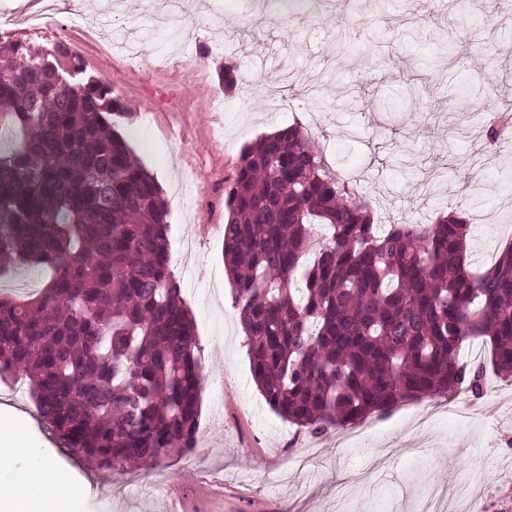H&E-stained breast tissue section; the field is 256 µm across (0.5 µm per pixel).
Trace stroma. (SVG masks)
Listing matches in <instances>:
<instances>
[{"instance_id":"stroma-1","label":"stroma","mask_w":512,"mask_h":512,"mask_svg":"<svg viewBox=\"0 0 512 512\" xmlns=\"http://www.w3.org/2000/svg\"><path fill=\"white\" fill-rule=\"evenodd\" d=\"M102 0H71L0 40L68 43L86 73L126 104L121 133L159 183L171 266L190 310L202 376L197 447L138 472L100 469L60 443L26 380L0 379V428L20 453L0 492L49 498L41 471L66 474L62 512H415L438 487L451 512L477 500L512 512V381L487 370L482 395L448 394L456 414L415 429L428 398L321 436L265 402L224 273V199L242 150L300 123L340 176L355 175L375 223L430 224L469 204L470 260L488 268L512 242V143L482 153L487 79L512 85V14L492 0H329L317 17L286 0H184L186 24L149 30L143 66L116 46L126 17L99 24ZM241 64L226 92L218 74Z\"/></svg>"}]
</instances>
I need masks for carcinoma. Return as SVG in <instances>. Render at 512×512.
Instances as JSON below:
<instances>
[{
	"label": "carcinoma",
	"mask_w": 512,
	"mask_h": 512,
	"mask_svg": "<svg viewBox=\"0 0 512 512\" xmlns=\"http://www.w3.org/2000/svg\"><path fill=\"white\" fill-rule=\"evenodd\" d=\"M0 277L49 272L41 293L0 296V376L29 379L38 412L101 467L140 471L196 448L201 366L170 265L162 190L115 130L127 116L87 80L79 52L0 46ZM512 129L507 105L484 128ZM224 205V267L251 372L285 420L325 434L412 399L445 395L483 367L474 337L512 377V244L482 273L470 219L380 231L371 204L292 123L247 146Z\"/></svg>",
	"instance_id": "1"
}]
</instances>
